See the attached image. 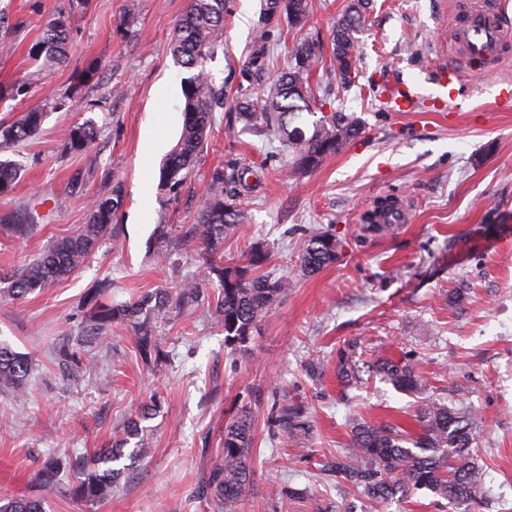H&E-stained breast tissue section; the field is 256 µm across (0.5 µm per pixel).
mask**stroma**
I'll use <instances>...</instances> for the list:
<instances>
[{
	"instance_id": "stroma-1",
	"label": "stroma",
	"mask_w": 512,
	"mask_h": 512,
	"mask_svg": "<svg viewBox=\"0 0 512 512\" xmlns=\"http://www.w3.org/2000/svg\"><path fill=\"white\" fill-rule=\"evenodd\" d=\"M347 0H310L299 30L265 19L262 0H228L224 42L205 68L224 91L192 173L173 191L154 192L142 214L139 185L159 181L160 137L174 148L183 123L181 81L170 39L189 0H0L13 35L0 39V86L23 85L0 100V123L39 110L38 133L17 149L20 178L0 197V273L33 259L51 240L87 221L88 206L120 188L122 203L91 260L53 288L0 304V341L33 363L23 399L0 393V496L32 492L44 455L68 459L63 488L47 492L46 512H214L203 495L207 471L220 459L224 423L240 404L254 419V477L247 491L253 512H446L432 493L387 504H362L337 479V451L350 447L353 426L413 427L424 396L462 404L477 416L479 503L470 512H512V112L498 111L500 74L468 71L458 95L462 112H392L389 86L413 84L450 57L448 0H374L358 38L356 78L336 86L332 34ZM71 9L65 63L29 84L27 50L48 15ZM125 22V35L114 25ZM315 43L310 76L313 104L295 119L312 132L336 111L361 118L363 132L309 173L289 175L278 133L244 126L237 101L260 93L288 65L295 42ZM100 70L84 83L89 61ZM100 134L85 154L62 150L76 124ZM239 168L245 176L225 190L249 205L251 220L224 240L238 260L262 242L268 274L292 286L259 325L248 352L224 345L206 295L191 313L157 317L153 326L169 358L141 361L130 333L113 327L77 344L85 293L110 280L109 297L125 302L146 291L176 288L200 276L195 256L181 265L148 253L159 218L197 223L210 174ZM409 199L412 216L393 233L367 232L365 215L380 199ZM32 223L27 234L12 224ZM321 227L343 243L340 258L314 273L298 255L309 229ZM75 344L70 369L53 352ZM353 347L359 363L413 357L429 391L405 395L366 373L358 384L336 373L337 352ZM78 378L68 379V370ZM160 406L146 427L151 454L123 457V475L103 502L73 499L77 458L111 447L115 434L142 404ZM295 406L302 427L287 433L274 417Z\"/></svg>"
}]
</instances>
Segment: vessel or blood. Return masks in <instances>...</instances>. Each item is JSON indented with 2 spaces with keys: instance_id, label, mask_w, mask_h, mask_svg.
Instances as JSON below:
<instances>
[{
  "instance_id": "obj_1",
  "label": "vessel or blood",
  "mask_w": 512,
  "mask_h": 512,
  "mask_svg": "<svg viewBox=\"0 0 512 512\" xmlns=\"http://www.w3.org/2000/svg\"><path fill=\"white\" fill-rule=\"evenodd\" d=\"M453 40L458 47L454 62L436 67L428 79L443 92L440 110L455 111V95L464 70L474 61L497 69L512 57V22L499 10L495 0H461L459 18L453 27ZM387 107L392 112L417 111L422 97L409 86H396L388 92ZM411 208L406 200L377 207L373 220L378 224H404Z\"/></svg>"
}]
</instances>
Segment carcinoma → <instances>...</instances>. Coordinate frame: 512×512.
<instances>
[{
  "label": "carcinoma",
  "instance_id": "obj_1",
  "mask_svg": "<svg viewBox=\"0 0 512 512\" xmlns=\"http://www.w3.org/2000/svg\"><path fill=\"white\" fill-rule=\"evenodd\" d=\"M368 5V0H351L332 38L334 66L343 85L352 80L357 48L355 32ZM264 11L284 17L289 26L297 28L308 19V0H265ZM226 14L225 0H190L171 39L170 50L176 64L195 73L183 81L181 135L160 170V186L170 191L187 178L211 127L212 112L224 102V91L215 86L204 63L211 50L224 40ZM69 29L70 13L65 10L44 21L40 36L28 49L34 70L29 72L27 81L42 79L63 62ZM316 57L314 44L296 43L288 70L275 76L261 93L247 96L239 103V120L248 124L259 118L266 126L285 134L292 171L296 174L317 169L326 157L357 137L362 129L357 117L336 111L316 125L308 137L288 131L297 113L309 110L307 83ZM42 119L43 113L33 111L10 124H0V195L9 192L20 175L19 165L8 154L39 130ZM97 138L98 129L94 125H76L65 133L62 148L66 153H83ZM121 200L117 188L113 195L94 200L89 205L86 224L71 235L51 241L32 261L0 278L5 284L0 288V301H15L42 291L80 269L111 232L113 215ZM248 218V209L242 202L224 192V168L214 169L195 233L174 234V226L166 223L163 216L153 233V254L160 261L190 252L204 256L201 278L187 281L174 290L145 292L120 304L105 299L111 282H101L83 298L84 322L78 341L94 339L114 324L124 325L133 333L141 360L156 364L167 358V354L150 318L194 308L204 295L203 286L215 284L218 294L213 314L224 331V345L233 350H247L258 324L280 305L292 287L286 278L260 273L268 260V252L260 242L252 244L244 263H224V238ZM341 248L334 234L312 229L301 250L300 268L313 273L327 267L336 262ZM31 369L28 356L0 342V392L22 396ZM375 372L403 393H420L426 388L416 362L410 358L381 359ZM155 413V405H141L128 420L121 438L113 440L112 447L82 462L84 478L71 488L74 498L98 502L112 493L121 471L110 464L123 457L130 439H136L135 457L148 456L147 429L142 423L152 419ZM417 422L419 431L414 434L396 425L356 423L350 452L336 458V472L378 503L397 495L407 499L418 490H427L447 501L448 506L465 512L481 489V473L472 448L473 412L427 397L418 411ZM253 440L251 408L242 406L226 422L221 460L208 472L206 497L217 512H237L244 504L254 476L250 453ZM63 469L58 456H45L35 473V485L43 490L54 488ZM0 512H44L43 499L36 494L0 498Z\"/></svg>",
  "mask_w": 512,
  "mask_h": 512
}]
</instances>
